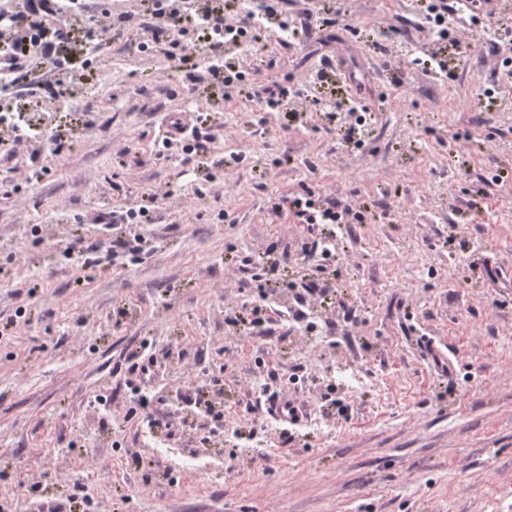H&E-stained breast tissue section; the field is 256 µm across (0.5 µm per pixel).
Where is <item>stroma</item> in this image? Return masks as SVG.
<instances>
[{
  "label": "stroma",
  "instance_id": "35a3bbf8",
  "mask_svg": "<svg viewBox=\"0 0 512 512\" xmlns=\"http://www.w3.org/2000/svg\"><path fill=\"white\" fill-rule=\"evenodd\" d=\"M277 12L301 28L286 45L188 28L180 42L206 49L190 79L142 50L141 0L52 19L81 68L33 69L15 94L47 138L0 133V512H512V0L440 29L423 0ZM103 16L112 37L88 51ZM218 59L244 83L211 73ZM75 79L88 95L60 109L50 88ZM274 82L303 97L297 117L267 105ZM354 84L368 138L321 122ZM170 116L212 143L164 148ZM297 197L338 204L342 223H297ZM78 236L99 251H69ZM321 237L335 252L309 297ZM257 307L313 326L243 325ZM145 340L157 378L137 394L128 358ZM197 387L210 408L184 403ZM266 392L308 419L271 417Z\"/></svg>",
  "mask_w": 512,
  "mask_h": 512
}]
</instances>
